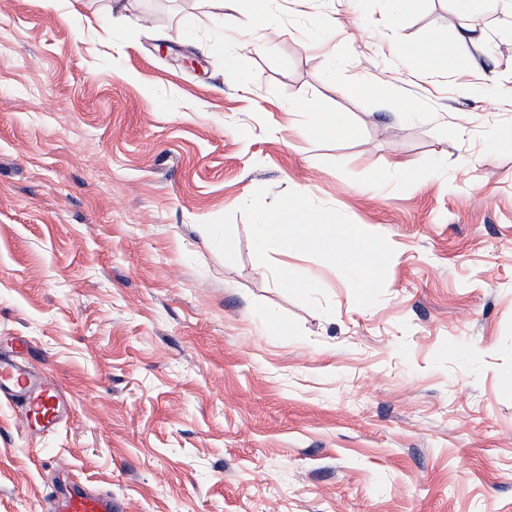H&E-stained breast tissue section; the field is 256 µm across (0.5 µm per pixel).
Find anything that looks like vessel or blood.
Here are the masks:
<instances>
[{
  "mask_svg": "<svg viewBox=\"0 0 512 512\" xmlns=\"http://www.w3.org/2000/svg\"><path fill=\"white\" fill-rule=\"evenodd\" d=\"M31 347L23 336L10 337L0 346V399L12 402L27 433L35 438L51 435L72 417L69 395L51 378L32 367ZM48 512H123L111 494L85 484H70L52 494Z\"/></svg>",
  "mask_w": 512,
  "mask_h": 512,
  "instance_id": "vessel-or-blood-1",
  "label": "vessel or blood"
}]
</instances>
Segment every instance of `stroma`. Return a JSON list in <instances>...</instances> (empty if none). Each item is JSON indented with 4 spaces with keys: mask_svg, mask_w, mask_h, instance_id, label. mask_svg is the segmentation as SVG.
<instances>
[{
    "mask_svg": "<svg viewBox=\"0 0 512 512\" xmlns=\"http://www.w3.org/2000/svg\"><path fill=\"white\" fill-rule=\"evenodd\" d=\"M496 129L498 4L0 0V336L74 404L35 441L0 400V512L76 476L125 512H512ZM261 186L385 237L381 299L274 248L333 312L283 292L240 211Z\"/></svg>",
    "mask_w": 512,
    "mask_h": 512,
    "instance_id": "stroma-1",
    "label": "stroma"
}]
</instances>
